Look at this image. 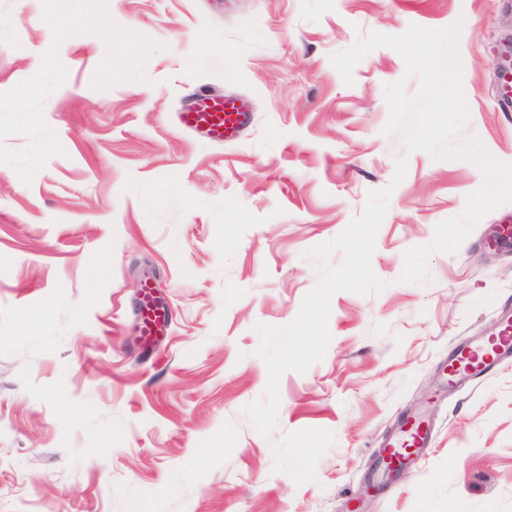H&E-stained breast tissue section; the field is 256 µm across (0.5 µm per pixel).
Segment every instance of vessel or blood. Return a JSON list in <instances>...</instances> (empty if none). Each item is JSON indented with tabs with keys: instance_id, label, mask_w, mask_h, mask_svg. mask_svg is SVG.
<instances>
[{
	"instance_id": "vessel-or-blood-1",
	"label": "vessel or blood",
	"mask_w": 512,
	"mask_h": 512,
	"mask_svg": "<svg viewBox=\"0 0 512 512\" xmlns=\"http://www.w3.org/2000/svg\"><path fill=\"white\" fill-rule=\"evenodd\" d=\"M248 110L242 99L202 94L179 112L178 122L185 130L202 134L212 141H231L241 133ZM141 310L140 334L146 342H154L167 320V313L156 307L153 290L147 286L141 290ZM511 356L512 313L505 311L484 335L463 340L456 346L448 358V383L452 386L476 384ZM429 438V429L423 428L421 420L415 419L403 425L399 435L390 439L387 446L393 455L405 458L410 450L425 447Z\"/></svg>"
}]
</instances>
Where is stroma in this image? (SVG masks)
Here are the masks:
<instances>
[{
    "instance_id": "obj_1",
    "label": "stroma",
    "mask_w": 512,
    "mask_h": 512,
    "mask_svg": "<svg viewBox=\"0 0 512 512\" xmlns=\"http://www.w3.org/2000/svg\"><path fill=\"white\" fill-rule=\"evenodd\" d=\"M121 26L165 43L147 82L92 88L105 44L59 48L64 83L43 104L64 152L31 183L0 165V512H512V363L462 391L442 365L512 299V251L480 245L512 225L488 213L457 252L429 244L483 183L463 159L404 154L382 129L384 87L405 80L379 47L345 84L331 63L375 31L462 22L470 117L462 128L512 163V101L495 74L512 0H108ZM52 41L41 0H0V92L34 76ZM206 89L246 99L218 144L177 115ZM375 239L377 294L335 293L323 360L280 380L272 437L243 409L267 368L257 324L297 316L318 273L304 257L390 185ZM152 279L170 312L153 349L132 339ZM421 409L430 448L368 492L386 433Z\"/></svg>"
}]
</instances>
